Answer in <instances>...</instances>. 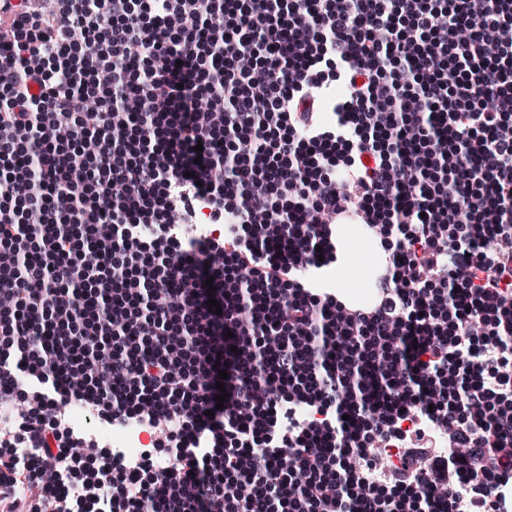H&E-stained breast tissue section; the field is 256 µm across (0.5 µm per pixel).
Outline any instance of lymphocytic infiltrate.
<instances>
[{"instance_id":"1","label":"lymphocytic infiltrate","mask_w":512,"mask_h":512,"mask_svg":"<svg viewBox=\"0 0 512 512\" xmlns=\"http://www.w3.org/2000/svg\"><path fill=\"white\" fill-rule=\"evenodd\" d=\"M55 2L0 35L6 512H512V0ZM357 222L365 308L298 275Z\"/></svg>"}]
</instances>
